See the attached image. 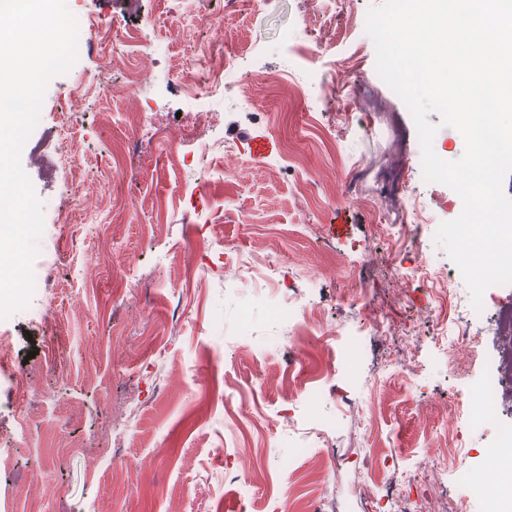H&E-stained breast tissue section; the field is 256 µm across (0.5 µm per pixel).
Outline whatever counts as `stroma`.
<instances>
[{
  "label": "stroma",
  "instance_id": "1",
  "mask_svg": "<svg viewBox=\"0 0 512 512\" xmlns=\"http://www.w3.org/2000/svg\"><path fill=\"white\" fill-rule=\"evenodd\" d=\"M381 2L259 0L221 36L194 25L200 0H67L77 60L48 82L29 142L48 143L60 109L71 108L78 167L39 170L21 156L43 203L33 264L41 285L25 309L0 319V512H273L284 495L322 498L328 512H384L383 489L400 475L424 512H484L477 484L488 449L512 428V382L492 420L473 426L465 411L500 348L498 314L512 310V284L488 288L482 310L469 312L480 339L470 354L438 342L453 312L440 306L436 284L398 275L429 266L470 298L435 241L440 223L459 217V198L424 181L412 113L379 77L360 23ZM101 30L140 44L165 40L170 53L134 50L118 69L97 46ZM306 32L312 42L302 53L295 45ZM218 44L247 52L250 83L283 68L327 81L333 62L364 59L319 111L273 92L225 111L224 147L212 159L231 175L207 180L172 162L183 86L164 73ZM131 68L144 72L136 99L122 92ZM78 86L87 93L75 101ZM139 108L163 113L165 137L134 140L127 117ZM290 145L300 157L288 162ZM330 174L334 199L297 196L296 183L316 188ZM72 186L98 223L94 235L61 221ZM394 196L415 198L426 216L404 244L383 230ZM242 256L303 303L307 329L253 303L251 282L230 276ZM190 257L204 275L187 284ZM50 299L61 318L47 327L39 314ZM368 299L391 317L390 347L405 352L409 369L377 384L364 360L334 380L328 353L356 329ZM252 336L264 337L263 350L249 347ZM296 348L306 356L297 376ZM316 384L332 393L311 417L290 396ZM228 402L239 415L233 433L224 429ZM301 431L330 464L325 481L295 453ZM443 431L456 438V458L412 470ZM258 461L265 478L241 489L232 472Z\"/></svg>",
  "mask_w": 512,
  "mask_h": 512
}]
</instances>
